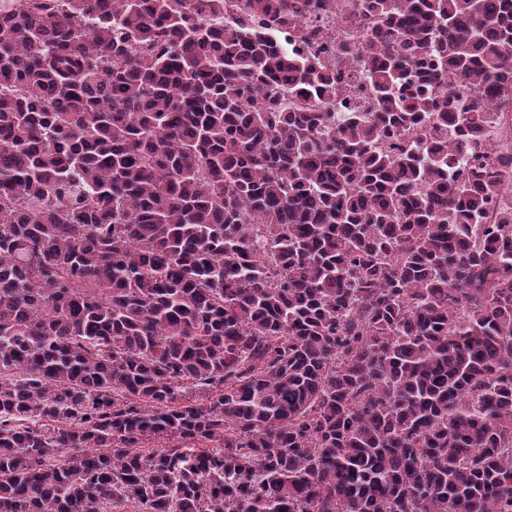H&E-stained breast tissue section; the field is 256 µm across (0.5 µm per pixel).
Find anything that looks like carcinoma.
I'll list each match as a JSON object with an SVG mask.
<instances>
[{"mask_svg":"<svg viewBox=\"0 0 512 512\" xmlns=\"http://www.w3.org/2000/svg\"><path fill=\"white\" fill-rule=\"evenodd\" d=\"M508 2L0 0V512H512ZM344 0H323L322 7L310 15L303 12L296 25L282 36V42L289 49H299L304 56H310L328 70L341 69L353 76L346 79V97L349 109L371 111L375 101L367 84L354 65L342 64L336 67V47L356 43L362 32L360 15L345 10ZM434 89L436 92L443 89L447 92L448 111L455 108L458 94L479 97L486 103L482 132L477 137L454 141L448 180L458 182L475 163L503 169L500 160L512 156V99L504 101L499 96L491 95L485 85L465 87L460 76L451 73H448V82L444 88L435 86Z\"/></svg>","mask_w":512,"mask_h":512,"instance_id":"obj_1","label":"carcinoma"}]
</instances>
